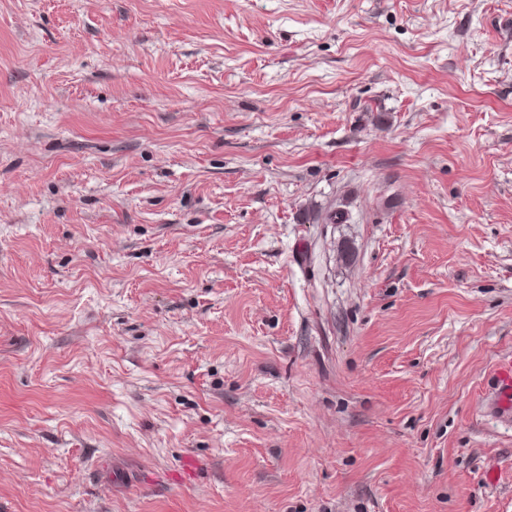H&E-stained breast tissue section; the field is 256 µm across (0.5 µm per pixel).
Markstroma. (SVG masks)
<instances>
[{
	"label": "stroma",
	"mask_w": 512,
	"mask_h": 512,
	"mask_svg": "<svg viewBox=\"0 0 512 512\" xmlns=\"http://www.w3.org/2000/svg\"><path fill=\"white\" fill-rule=\"evenodd\" d=\"M512 0H0V512H512ZM495 375L497 384L492 410L496 417L512 424V358L499 361Z\"/></svg>",
	"instance_id": "35a3bbf8"
}]
</instances>
